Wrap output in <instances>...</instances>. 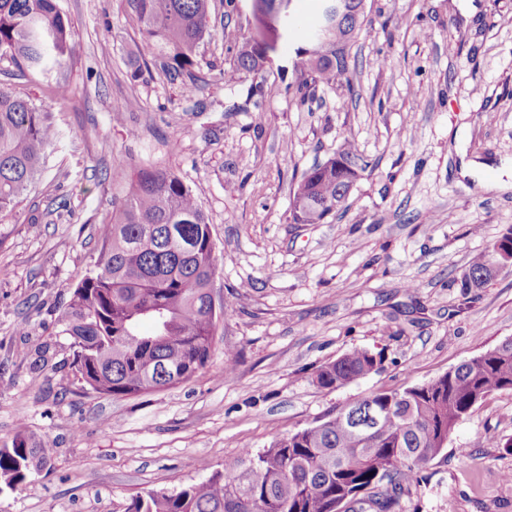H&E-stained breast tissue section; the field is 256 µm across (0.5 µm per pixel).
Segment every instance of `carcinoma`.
<instances>
[{
	"label": "carcinoma",
	"instance_id": "cac0c4a2",
	"mask_svg": "<svg viewBox=\"0 0 512 512\" xmlns=\"http://www.w3.org/2000/svg\"><path fill=\"white\" fill-rule=\"evenodd\" d=\"M135 26L157 50L171 84L194 65L207 33L211 0H132ZM350 12L338 24L309 27L313 53L302 62L295 92L304 100L320 86L348 80L350 51L363 29ZM74 53L71 24L57 0H0V58L33 74L65 64ZM259 44L234 56L246 72L260 69ZM54 127L32 101L0 81V213L13 210L41 171ZM308 169L293 188L294 224H322L347 199L369 167L361 155ZM129 189L99 227L93 268L71 287L59 311L71 339L73 381L112 397L174 387L203 369L219 315L205 308L218 272L212 227L192 189L174 171L139 168ZM512 246V227L475 257L459 280L468 297L488 286L489 267ZM378 361L354 349L320 366L317 382L344 386L375 371ZM512 390V339L427 383L358 400V416L340 408L318 424L289 433L268 449H245L222 471L178 491L131 497L125 512H399L415 474L446 447L457 424L479 401ZM386 413L377 422L368 410ZM55 449L24 428L0 443V480L12 488L38 474Z\"/></svg>",
	"mask_w": 512,
	"mask_h": 512
}]
</instances>
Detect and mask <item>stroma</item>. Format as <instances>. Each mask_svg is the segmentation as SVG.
<instances>
[{
	"mask_svg": "<svg viewBox=\"0 0 512 512\" xmlns=\"http://www.w3.org/2000/svg\"><path fill=\"white\" fill-rule=\"evenodd\" d=\"M224 4L174 85L157 70L133 78L154 50L130 0H59L75 54L40 82L0 61L57 131L35 187L0 215V441L23 426L55 455L0 490V512H123L133 495L202 482L243 448L263 451L512 339V270L470 301L458 288L512 227V0H367L348 85L304 101L288 85L306 44L299 29L323 0ZM250 40L265 53L256 74L228 51ZM59 84L75 97L59 102ZM345 148L371 163L345 208L292 223L295 183ZM465 158L488 171L461 175ZM147 164L176 171L207 215L224 316L189 381L114 398L73 383L56 321L124 194L114 169ZM354 349L380 358L379 370L321 387L319 366ZM403 506L512 512V391L470 410Z\"/></svg>",
	"mask_w": 512,
	"mask_h": 512,
	"instance_id": "1",
	"label": "stroma"
}]
</instances>
